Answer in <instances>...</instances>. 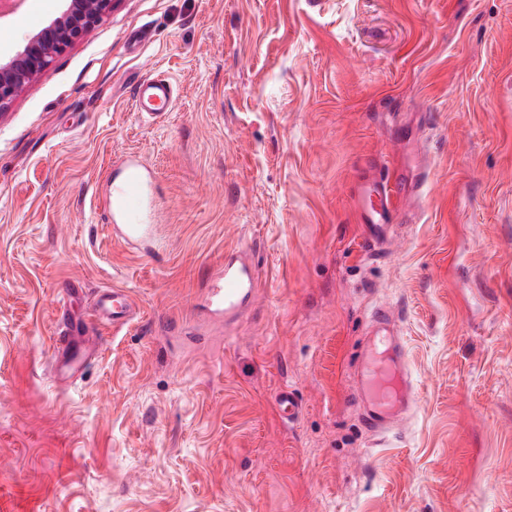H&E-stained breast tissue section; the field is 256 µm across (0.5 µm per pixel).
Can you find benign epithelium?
<instances>
[{"instance_id": "1", "label": "benign epithelium", "mask_w": 512, "mask_h": 512, "mask_svg": "<svg viewBox=\"0 0 512 512\" xmlns=\"http://www.w3.org/2000/svg\"><path fill=\"white\" fill-rule=\"evenodd\" d=\"M59 16L29 36L5 61L0 60V112L53 61L83 38L112 10L113 0H65Z\"/></svg>"}]
</instances>
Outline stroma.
Listing matches in <instances>:
<instances>
[{
  "instance_id": "stroma-1",
  "label": "stroma",
  "mask_w": 512,
  "mask_h": 512,
  "mask_svg": "<svg viewBox=\"0 0 512 512\" xmlns=\"http://www.w3.org/2000/svg\"><path fill=\"white\" fill-rule=\"evenodd\" d=\"M63 8L23 0L0 56ZM159 73L152 118L131 85ZM129 152L142 253L95 199ZM386 176L376 260L358 197ZM230 250L258 277L225 322L202 291ZM71 285L141 317L57 387ZM381 302L416 400L383 441L350 399ZM0 512H512V0H118L58 54L0 114ZM138 112L158 117L169 112L174 99V87L170 79L160 76L146 78L137 83L132 92ZM275 405L279 415L288 422L294 421L301 409L298 396L288 387H283L276 393Z\"/></svg>"
}]
</instances>
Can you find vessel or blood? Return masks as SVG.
<instances>
[{"instance_id":"vessel-or-blood-1","label":"vessel or blood","mask_w":512,"mask_h":512,"mask_svg":"<svg viewBox=\"0 0 512 512\" xmlns=\"http://www.w3.org/2000/svg\"><path fill=\"white\" fill-rule=\"evenodd\" d=\"M138 111L158 117L170 111L174 87L170 79L156 76L137 83L132 92ZM153 181L142 161L126 157L108 180V192L102 204L103 214L114 238L135 248L155 238L157 226L152 209ZM395 208L390 180H383L369 190L361 211L366 226L364 244L376 256L387 253L393 236L390 216ZM257 268L249 259L232 253L223 267L211 276L206 288L211 313L232 316L252 299ZM140 315V308L128 290L108 288L92 305L83 322H75L67 305L54 312L58 329L52 338L50 374L58 380H73L99 351L93 327L109 324L121 328ZM399 317L393 306L376 305L366 328V342L361 352L356 380L351 392L358 409V419L367 433L381 438L391 433L414 406L406 348L399 331ZM279 415L294 421L301 409L291 388H281L275 395Z\"/></svg>"}]
</instances>
